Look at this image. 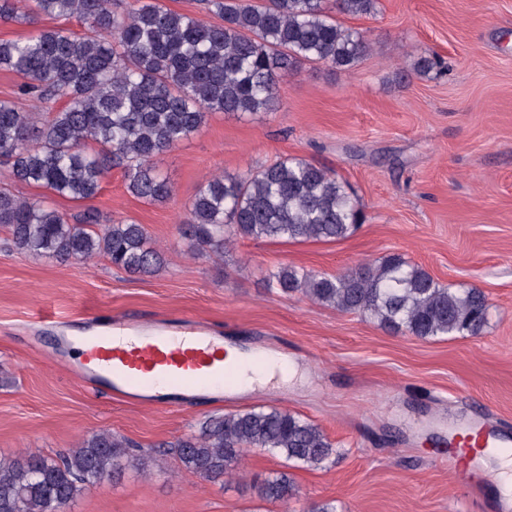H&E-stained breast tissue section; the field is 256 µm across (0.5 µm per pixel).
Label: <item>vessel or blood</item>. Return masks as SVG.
<instances>
[{
	"label": "vessel or blood",
	"instance_id": "1",
	"mask_svg": "<svg viewBox=\"0 0 512 512\" xmlns=\"http://www.w3.org/2000/svg\"><path fill=\"white\" fill-rule=\"evenodd\" d=\"M119 328L114 322L91 337L78 366L83 382L114 398L167 404L176 393L220 386L229 389L235 384L236 362L205 327L185 325L180 336L163 327L142 330L124 342L113 336ZM448 434L477 456L468 466L449 465V475L460 486L478 483L481 457L512 462V439L490 431L479 420L449 419Z\"/></svg>",
	"mask_w": 512,
	"mask_h": 512
}]
</instances>
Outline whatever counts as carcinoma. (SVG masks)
<instances>
[{
    "mask_svg": "<svg viewBox=\"0 0 512 512\" xmlns=\"http://www.w3.org/2000/svg\"><path fill=\"white\" fill-rule=\"evenodd\" d=\"M211 24L173 11L159 0H0V20L31 26L27 36L0 40V69L20 75L23 94L38 106L20 112L0 100V158L8 178L73 200H92L114 166L133 196L164 203L172 187L162 156L200 132L212 112L252 114L273 107L280 81L301 61L337 69L359 63L372 49L362 33L342 27L338 13H375L377 0H206ZM76 18L78 37L38 19ZM64 98L56 112L39 105ZM97 149L90 152L88 145ZM364 220L348 185L328 168L284 158L237 176L215 174L198 185L184 236L193 251L218 258L237 239L339 241ZM0 228L7 246L59 264L108 257L133 275L153 276L165 265L141 224L99 225L87 211L70 224L47 198L0 190ZM267 288L299 292L340 312L356 313L393 332L421 340L476 336L487 301L478 288L452 290L401 254L329 275L283 265ZM184 469L224 482L244 452L259 448L317 467L333 447L318 425L277 408H251L206 418L174 444ZM130 469L148 470L136 445L109 431L95 433L62 460L34 452L0 458V512L63 509L85 484ZM260 498L281 501L294 482L278 472L255 484Z\"/></svg>",
    "mask_w": 512,
    "mask_h": 512,
    "instance_id": "cac0c4a2",
    "label": "carcinoma"
}]
</instances>
